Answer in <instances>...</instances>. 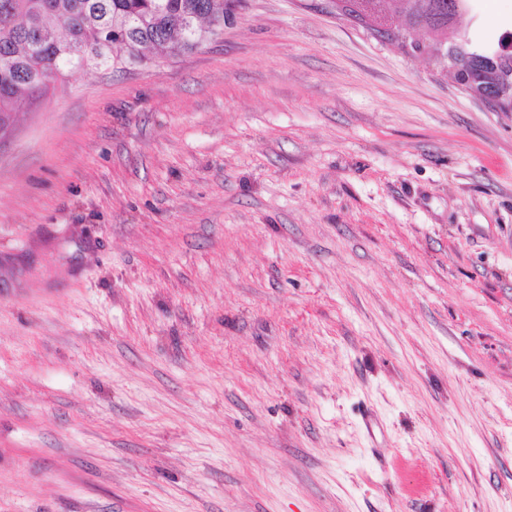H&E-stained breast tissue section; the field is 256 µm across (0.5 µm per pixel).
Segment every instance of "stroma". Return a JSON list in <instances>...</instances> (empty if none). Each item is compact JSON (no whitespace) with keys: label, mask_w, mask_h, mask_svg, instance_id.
Listing matches in <instances>:
<instances>
[{"label":"stroma","mask_w":512,"mask_h":512,"mask_svg":"<svg viewBox=\"0 0 512 512\" xmlns=\"http://www.w3.org/2000/svg\"><path fill=\"white\" fill-rule=\"evenodd\" d=\"M0 512H512V112L331 0L25 105Z\"/></svg>","instance_id":"obj_1"}]
</instances>
